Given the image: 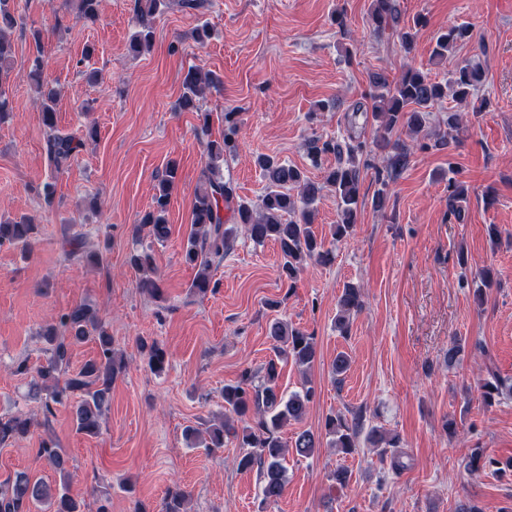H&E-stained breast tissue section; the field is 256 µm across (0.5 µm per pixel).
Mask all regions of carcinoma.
Segmentation results:
<instances>
[{
	"label": "carcinoma",
	"instance_id": "carcinoma-1",
	"mask_svg": "<svg viewBox=\"0 0 512 512\" xmlns=\"http://www.w3.org/2000/svg\"><path fill=\"white\" fill-rule=\"evenodd\" d=\"M164 0H134L133 12L138 26L131 42V49L139 52L152 46L154 21ZM99 0H77L76 16L94 20L98 15ZM368 20L373 30L380 33L386 29L398 31L405 49L412 47L414 33L398 29L400 11L398 0H371ZM21 17L9 6V0H0V122L11 112L9 96L3 77L7 73L12 46L8 35L16 28ZM471 31L465 26H451L441 32L435 41L432 58L443 60L457 44L470 38ZM31 78L38 89L44 90L42 63L33 60ZM483 73L479 65L466 62L460 65L453 81L443 84L431 79L422 70L408 67L399 77L389 79L383 73L371 77L373 90L369 93L366 111L376 125L374 145L383 153V167L376 169L380 188L373 197V206L384 207L390 180L397 177L409 163L410 146L401 142L399 134L404 132L413 142H419L430 116V109L451 98L456 104L469 103V98L481 84ZM213 74L197 67H190L183 76V93L178 106L197 114L201 133L210 126V113L201 110L199 98L204 91L216 86ZM46 102L42 103L43 123L54 128L56 97L52 90H44ZM240 120L238 112L224 113V135L218 140L208 139L203 143L207 162L201 171L200 186L195 194L192 223L182 259L196 269L191 290L205 296L214 291L211 269L216 261L224 259L231 248L234 228L226 227L223 212L231 214L232 223L243 226L245 232L257 244L272 242L279 248L283 262L279 269L282 281L293 282L305 264L315 261L326 265L332 262V250L326 247L325 239L317 237L311 230L313 205L328 188L335 193L338 221L333 226L332 240L345 237L356 223L360 204L361 168L368 166L364 160L363 142L348 138L343 142L312 138L307 141V154L312 163L322 169L319 182L308 178L299 168L267 155L257 158V165L266 179L265 191L260 203L252 206L237 199L231 182L220 175L219 163L232 157L238 150ZM462 130V113L448 111L445 130L433 143L420 145V149L443 151L455 141ZM76 149L69 136L52 135L47 141L50 160L58 170L68 166ZM329 155L335 164H324ZM178 181L176 162L168 161L158 185L152 208L139 221L140 229L146 231L150 244L130 257V264L143 277L139 288L158 298L161 288L151 254V244L163 242L170 235L165 213ZM467 198V187L457 181L448 182L449 213L462 221L460 202ZM36 227L31 222L0 223V245H19L23 250L32 249ZM340 314L336 327L343 335L349 333V317L362 308L360 289L346 286L338 299ZM269 336L275 343V357L269 359L262 369L248 368L241 373L234 385L224 386V413L221 422L205 429L208 441L204 447L210 451L224 447V440H234L242 449L236 465L240 470L257 469L261 477V504L277 502L283 495L287 483L286 467L283 464L288 451L310 458L318 454L322 445L320 435L306 429L295 434L291 443L283 441L280 430L289 421L304 419L316 396L313 385L289 395L279 390V361L285 356L299 367H309L317 358L315 337L288 326L276 319L269 326ZM48 357L45 364L35 369L29 396L41 403L44 421L54 414L58 405H69L75 416L76 429L81 433L97 435L101 431L103 417L108 408L112 382L122 371L113 348L112 335L97 314L86 305H77L59 315L57 323L50 324L43 333ZM88 339L96 342L97 356L88 360L76 373L69 371L72 347ZM141 351L147 356L150 369L156 373L164 371L167 353L159 343L143 342ZM482 397L490 405L496 399L512 396V381L489 371V378L481 386ZM34 422L23 412L0 415V446H6L32 432ZM325 435L331 438L332 447L350 454L358 448L362 432L361 418L353 423L340 416H329L324 422ZM37 456L47 460L59 474V485L53 487L41 479H33L20 472L14 478L0 482V512H35L40 504L48 505V512H86V503L70 494V459L58 447L51 436L41 438ZM469 471L480 469L493 473L502 472L501 462L489 456L481 448L472 449L465 462ZM189 494L179 486L165 492L162 512H188Z\"/></svg>",
	"mask_w": 512,
	"mask_h": 512
}]
</instances>
